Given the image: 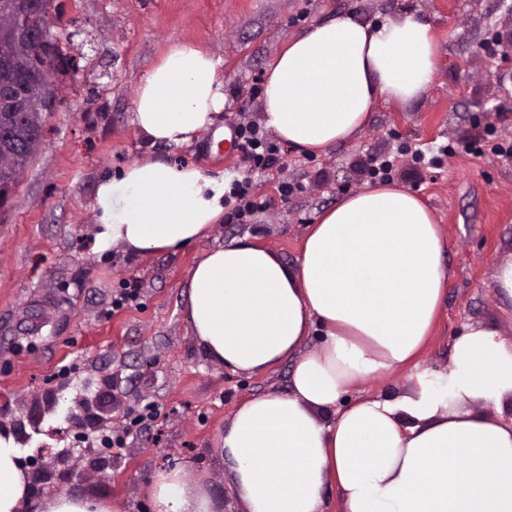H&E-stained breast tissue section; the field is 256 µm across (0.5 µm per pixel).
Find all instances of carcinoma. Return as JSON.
Instances as JSON below:
<instances>
[{"instance_id": "cac0c4a2", "label": "carcinoma", "mask_w": 512, "mask_h": 512, "mask_svg": "<svg viewBox=\"0 0 512 512\" xmlns=\"http://www.w3.org/2000/svg\"><path fill=\"white\" fill-rule=\"evenodd\" d=\"M58 7L56 0H38L30 12L32 27L50 36L54 35ZM12 23V8L0 6V62L9 63L12 69L28 80L21 85V94L30 104L26 112H16L10 104L0 106V193L15 187L21 170L39 151L42 145L44 112L40 103L47 95L60 98L63 77L70 71V56L59 41L44 44V53L55 61L47 73L33 74L36 66V48L27 37H14L7 33Z\"/></svg>"}]
</instances>
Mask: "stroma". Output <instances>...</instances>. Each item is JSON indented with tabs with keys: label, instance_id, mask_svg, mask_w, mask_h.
I'll use <instances>...</instances> for the list:
<instances>
[{
	"label": "stroma",
	"instance_id": "stroma-1",
	"mask_svg": "<svg viewBox=\"0 0 512 512\" xmlns=\"http://www.w3.org/2000/svg\"><path fill=\"white\" fill-rule=\"evenodd\" d=\"M57 34L76 68L44 125L41 149L0 208V431L18 436L32 504L80 491L152 512L148 480L182 466L202 478L223 512H240L218 442L243 400L291 389L295 359L251 374L207 359L188 320L189 273L212 248L264 245L296 267L304 236L342 197L376 183V161L420 196L446 242L450 286L422 363L448 364L453 340L470 326L512 338L494 288L512 258V0H59ZM412 9L429 19L437 63L425 95L377 103L367 126L327 152L307 154L269 134L277 162L253 173V216L213 225L176 252L147 256L94 242L93 196L100 177L160 159L232 180L239 157L217 139L236 123L261 124L267 67L288 40L341 14L375 22ZM218 61L226 105L184 147L147 144L133 123L137 87L174 43ZM483 138L505 155L474 156ZM452 146L441 154V146ZM294 184L280 197L282 183ZM141 286L138 305L113 309L120 284ZM112 399L103 415L83 402ZM157 415L125 448L91 458L80 436L128 427L144 405Z\"/></svg>",
	"mask_w": 512,
	"mask_h": 512
}]
</instances>
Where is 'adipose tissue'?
<instances>
[{
  "label": "adipose tissue",
  "mask_w": 512,
  "mask_h": 512,
  "mask_svg": "<svg viewBox=\"0 0 512 512\" xmlns=\"http://www.w3.org/2000/svg\"><path fill=\"white\" fill-rule=\"evenodd\" d=\"M430 22L404 10L379 23L345 14L287 42L261 91L266 128L323 153L366 124L378 100L422 97L436 65ZM224 108L218 62L170 46L141 80L134 124L150 144L182 146ZM223 176L142 160L102 177L94 241L146 255L179 250L224 214ZM439 228L400 184L379 182L328 208L289 268L252 242L208 251L190 271L188 316L205 355L232 371L270 370L295 358L292 391L241 402L219 456L242 512H321L334 486L344 512H512V339L468 328L446 367L419 361L449 280ZM317 348L305 350L312 332ZM397 369L396 394L351 396ZM10 433H0V512H122L72 492L32 505ZM153 512H217L207 484L180 467L150 479Z\"/></svg>",
  "instance_id": "obj_1"
}]
</instances>
